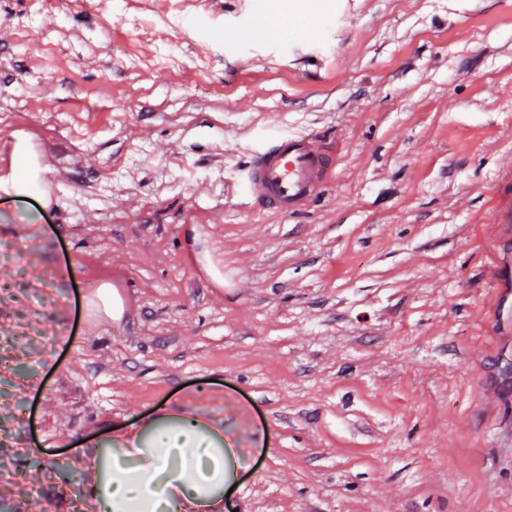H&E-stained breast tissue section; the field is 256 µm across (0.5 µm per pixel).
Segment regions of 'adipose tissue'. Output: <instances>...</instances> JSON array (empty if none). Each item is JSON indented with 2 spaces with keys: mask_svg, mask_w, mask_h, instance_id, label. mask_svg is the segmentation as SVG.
Returning a JSON list of instances; mask_svg holds the SVG:
<instances>
[{
  "mask_svg": "<svg viewBox=\"0 0 512 512\" xmlns=\"http://www.w3.org/2000/svg\"><path fill=\"white\" fill-rule=\"evenodd\" d=\"M126 448H95L80 463L97 512H222L228 488L224 450L188 410L128 433Z\"/></svg>",
  "mask_w": 512,
  "mask_h": 512,
  "instance_id": "adipose-tissue-1",
  "label": "adipose tissue"
}]
</instances>
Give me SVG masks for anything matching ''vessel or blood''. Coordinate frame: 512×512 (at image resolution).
I'll list each match as a JSON object with an SVG mask.
<instances>
[{
  "label": "vessel or blood",
  "mask_w": 512,
  "mask_h": 512,
  "mask_svg": "<svg viewBox=\"0 0 512 512\" xmlns=\"http://www.w3.org/2000/svg\"><path fill=\"white\" fill-rule=\"evenodd\" d=\"M43 147L18 142L0 143V192L18 188L19 161L38 164ZM341 156L340 146H330L317 137L278 136L264 140L240 171L235 186L253 205L283 215L304 212L331 181Z\"/></svg>",
  "instance_id": "vessel-or-blood-1"
}]
</instances>
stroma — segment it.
I'll list each match as a JSON object with an SVG mask.
<instances>
[{
  "instance_id": "1",
  "label": "stroma",
  "mask_w": 512,
  "mask_h": 512,
  "mask_svg": "<svg viewBox=\"0 0 512 512\" xmlns=\"http://www.w3.org/2000/svg\"><path fill=\"white\" fill-rule=\"evenodd\" d=\"M296 133L333 181L249 208ZM10 140L56 191L0 195V512H92L79 451L176 402L225 512H512V0H0ZM341 151L310 134L269 138L253 150L236 189L263 210L300 214L331 181Z\"/></svg>"
}]
</instances>
